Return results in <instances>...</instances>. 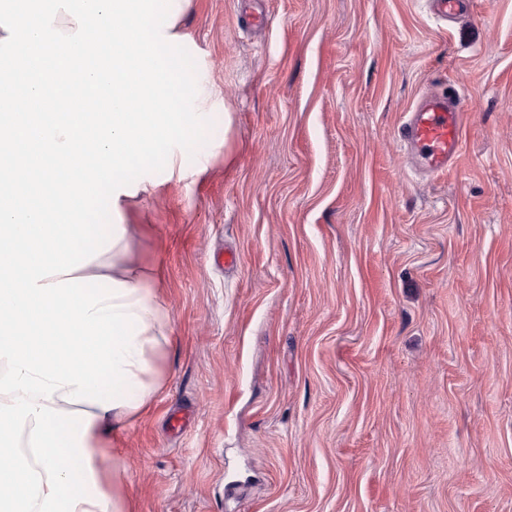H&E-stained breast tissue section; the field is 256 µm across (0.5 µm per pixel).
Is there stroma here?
I'll return each mask as SVG.
<instances>
[{"label":"stroma","instance_id":"obj_1","mask_svg":"<svg viewBox=\"0 0 512 512\" xmlns=\"http://www.w3.org/2000/svg\"><path fill=\"white\" fill-rule=\"evenodd\" d=\"M178 24L207 129L113 218L171 316L116 450L137 512H512V0H192ZM452 87L458 164L414 174L401 116Z\"/></svg>","mask_w":512,"mask_h":512}]
</instances>
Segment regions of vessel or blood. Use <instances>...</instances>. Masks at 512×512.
<instances>
[{
	"instance_id": "vessel-or-blood-1",
	"label": "vessel or blood",
	"mask_w": 512,
	"mask_h": 512,
	"mask_svg": "<svg viewBox=\"0 0 512 512\" xmlns=\"http://www.w3.org/2000/svg\"><path fill=\"white\" fill-rule=\"evenodd\" d=\"M462 97L457 90L429 94L403 116L400 136L421 168L432 177L451 171L463 143Z\"/></svg>"
}]
</instances>
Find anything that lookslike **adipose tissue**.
<instances>
[{
  "instance_id": "obj_1",
  "label": "adipose tissue",
  "mask_w": 512,
  "mask_h": 512,
  "mask_svg": "<svg viewBox=\"0 0 512 512\" xmlns=\"http://www.w3.org/2000/svg\"><path fill=\"white\" fill-rule=\"evenodd\" d=\"M189 2L0 0V512H133L124 473L105 467L103 451L160 390L171 319L127 225L101 234L80 215L103 180L115 202L152 187L149 164L129 176L133 154L152 152L181 175L212 90L195 86L181 110L141 124L142 89L182 74L130 62L162 45L178 54ZM23 44L34 48L25 58ZM49 63V85L17 91L15 70ZM21 143L33 147L22 159ZM88 144L101 163L80 162ZM73 168L78 178L67 177Z\"/></svg>"
}]
</instances>
